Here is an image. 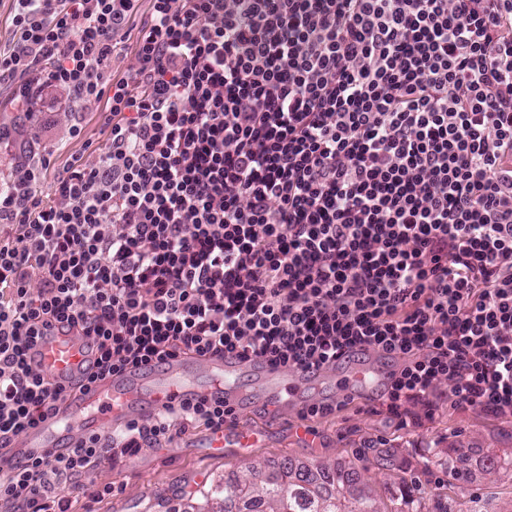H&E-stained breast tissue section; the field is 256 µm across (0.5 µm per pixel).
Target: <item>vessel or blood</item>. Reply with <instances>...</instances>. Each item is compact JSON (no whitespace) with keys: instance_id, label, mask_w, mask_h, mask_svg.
Segmentation results:
<instances>
[{"instance_id":"b4317fda","label":"vessel or blood","mask_w":512,"mask_h":512,"mask_svg":"<svg viewBox=\"0 0 512 512\" xmlns=\"http://www.w3.org/2000/svg\"><path fill=\"white\" fill-rule=\"evenodd\" d=\"M87 358L86 344L78 336L44 337L34 351L39 367L52 380L65 385L77 377ZM246 369L257 374L263 385L261 399L277 414L303 407L304 392L310 386L336 383L348 393L369 377L385 375L371 351L343 371L331 367L318 371L271 369L256 361L246 364L221 358L201 363L181 359L148 366L72 392L58 414L17 438L12 448L0 455V464L7 466L18 458L58 450L65 438L116 426L135 414L151 416L186 396L208 399L221 396L228 405H237L242 398L238 379Z\"/></svg>"}]
</instances>
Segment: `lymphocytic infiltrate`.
I'll return each mask as SVG.
<instances>
[{
  "label": "lymphocytic infiltrate",
  "instance_id": "1",
  "mask_svg": "<svg viewBox=\"0 0 512 512\" xmlns=\"http://www.w3.org/2000/svg\"><path fill=\"white\" fill-rule=\"evenodd\" d=\"M14 106L70 93L104 142L0 180V450L80 382L194 356L392 359L380 393L512 419V0H8ZM132 53L116 74L113 58ZM224 401L0 468V512H68L113 450L235 427ZM33 353L35 363L52 380L66 386L78 376V370L89 358L80 336H45Z\"/></svg>",
  "mask_w": 512,
  "mask_h": 512
}]
</instances>
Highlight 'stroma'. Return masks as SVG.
Here are the masks:
<instances>
[{
  "label": "stroma",
  "mask_w": 512,
  "mask_h": 512,
  "mask_svg": "<svg viewBox=\"0 0 512 512\" xmlns=\"http://www.w3.org/2000/svg\"><path fill=\"white\" fill-rule=\"evenodd\" d=\"M11 82L0 83V126L14 128L28 154L55 153L48 179L61 175L71 155L91 156L103 138L98 117L77 112L65 92L47 95L40 114L38 138H31L27 113L11 108ZM81 124V137L69 129ZM363 398L337 415L317 419L315 435L305 434L296 413L274 417L258 401L244 404L238 427L258 433L251 448L214 454L207 432L188 431L161 449L137 455H114L92 478L111 485L101 500L74 491L72 512H203L204 492L247 476L267 472L284 458L298 463L356 465L362 480L377 496L383 512H512V470L479 471L464 483L452 480L448 457L454 449L472 448L486 457L512 455V422L441 405L434 420L416 428H400L385 411L363 410Z\"/></svg>",
  "instance_id": "obj_1"
}]
</instances>
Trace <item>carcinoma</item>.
I'll return each mask as SVG.
<instances>
[{
	"label": "carcinoma",
	"mask_w": 512,
	"mask_h": 512,
	"mask_svg": "<svg viewBox=\"0 0 512 512\" xmlns=\"http://www.w3.org/2000/svg\"><path fill=\"white\" fill-rule=\"evenodd\" d=\"M210 499L219 512H382L356 467H311L283 460L265 480L224 484Z\"/></svg>",
	"instance_id": "obj_1"
}]
</instances>
